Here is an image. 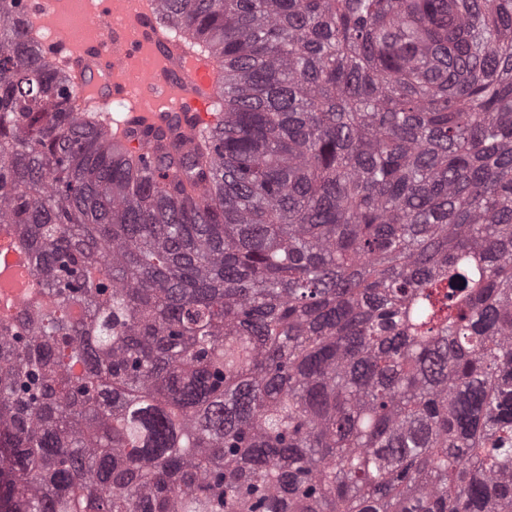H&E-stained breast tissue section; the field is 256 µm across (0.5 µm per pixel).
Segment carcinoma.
Here are the masks:
<instances>
[{
    "instance_id": "1",
    "label": "carcinoma",
    "mask_w": 512,
    "mask_h": 512,
    "mask_svg": "<svg viewBox=\"0 0 512 512\" xmlns=\"http://www.w3.org/2000/svg\"><path fill=\"white\" fill-rule=\"evenodd\" d=\"M0 0V512H512V0H156L224 68L112 146ZM0 257L6 262L7 268L0 275V316L9 315L12 310L7 302L21 296L33 286L29 267L25 260L14 250L9 239L0 238Z\"/></svg>"
}]
</instances>
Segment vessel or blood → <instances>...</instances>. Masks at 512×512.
<instances>
[{
    "mask_svg": "<svg viewBox=\"0 0 512 512\" xmlns=\"http://www.w3.org/2000/svg\"><path fill=\"white\" fill-rule=\"evenodd\" d=\"M75 0H27L23 19L35 40L59 61L75 88L72 107L104 115L115 142L131 155L153 157L138 129L164 114L179 115L192 136L220 121L224 71L190 40L161 29L155 0H89L86 32L65 38L61 17ZM120 116H112V107Z\"/></svg>",
    "mask_w": 512,
    "mask_h": 512,
    "instance_id": "b4317fda",
    "label": "vessel or blood"
}]
</instances>
